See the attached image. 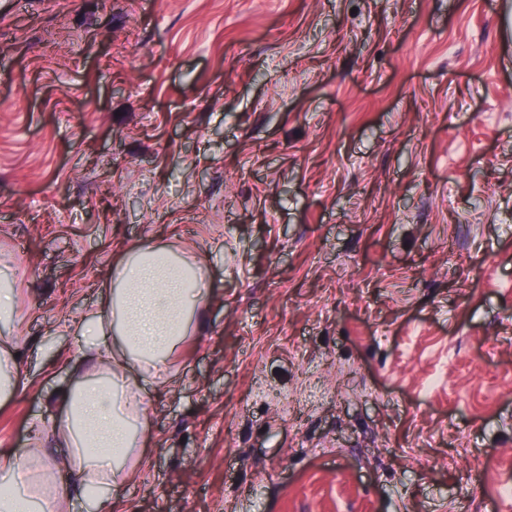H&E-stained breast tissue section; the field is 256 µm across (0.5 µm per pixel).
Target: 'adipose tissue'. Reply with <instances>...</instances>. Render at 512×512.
<instances>
[{
  "mask_svg": "<svg viewBox=\"0 0 512 512\" xmlns=\"http://www.w3.org/2000/svg\"><path fill=\"white\" fill-rule=\"evenodd\" d=\"M208 294L204 269L193 255L153 242L123 251L101 307L79 328L95 348V363L63 391L49 431L64 449L75 484L54 481L43 449L49 432L32 421L28 453L0 456V481L23 486L0 500V512H61L70 495H88L94 485L120 491L143 467L141 446L153 404L148 386L171 379L180 348L199 329Z\"/></svg>",
  "mask_w": 512,
  "mask_h": 512,
  "instance_id": "1",
  "label": "adipose tissue"
}]
</instances>
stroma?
I'll return each mask as SVG.
<instances>
[{"instance_id":"obj_1","label":"stroma","mask_w":512,"mask_h":512,"mask_svg":"<svg viewBox=\"0 0 512 512\" xmlns=\"http://www.w3.org/2000/svg\"><path fill=\"white\" fill-rule=\"evenodd\" d=\"M150 239L211 291L126 512L512 505V0H0V453ZM16 288L9 281L0 282V324L15 325L19 323V316L16 309ZM19 334L11 331L0 336V399L11 398L20 388L22 380L19 373L18 351Z\"/></svg>"}]
</instances>
